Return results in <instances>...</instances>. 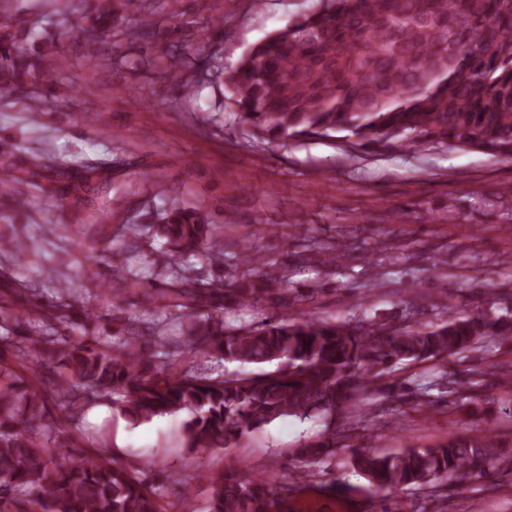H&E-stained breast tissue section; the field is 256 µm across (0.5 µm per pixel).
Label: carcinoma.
Instances as JSON below:
<instances>
[{"label": "carcinoma", "instance_id": "1", "mask_svg": "<svg viewBox=\"0 0 512 512\" xmlns=\"http://www.w3.org/2000/svg\"><path fill=\"white\" fill-rule=\"evenodd\" d=\"M122 0L106 9L96 0L90 27L112 20ZM69 0H53V15L20 23L0 3V83L33 73L53 78L58 59L52 16ZM42 50L24 49L25 39ZM224 97L253 141L329 137L344 132L361 149L471 147L512 160V0H313L310 10L254 44L228 72L217 73ZM51 195L78 200L100 187L102 168L56 171ZM154 235L166 249L148 261L145 275L122 271L120 292L138 288L142 304L177 310L190 319L180 343L207 358L242 365L277 363L252 378L157 365L172 340L132 327L112 345L100 336L73 340L60 329L77 326L86 311L64 298L38 302L0 335V351L24 360L23 373L0 362V512H159L156 492L126 466L102 454H71L66 431L92 402L105 401L134 424L188 414L184 448L193 455L235 447L241 438L278 419L327 417L347 411L369 385L399 364L458 356L491 337L512 336V316L463 313L429 328L363 319L320 321L303 314L228 326L215 313L235 302L286 304L313 298L318 288H291L280 260L243 258L254 278L233 287L185 277L157 282L174 258L212 264L224 257L218 226L194 207L176 202L155 209ZM52 392L54 416L42 389ZM348 434L331 430L302 449L313 462L344 448ZM493 436L450 438L432 448L400 453L358 450L352 465L378 495L430 489L448 507L446 492L489 479L500 466ZM212 484L206 512H292L290 499L309 491L327 495L336 482L314 481L298 470L288 480L257 477L241 468L204 474Z\"/></svg>", "mask_w": 512, "mask_h": 512}]
</instances>
